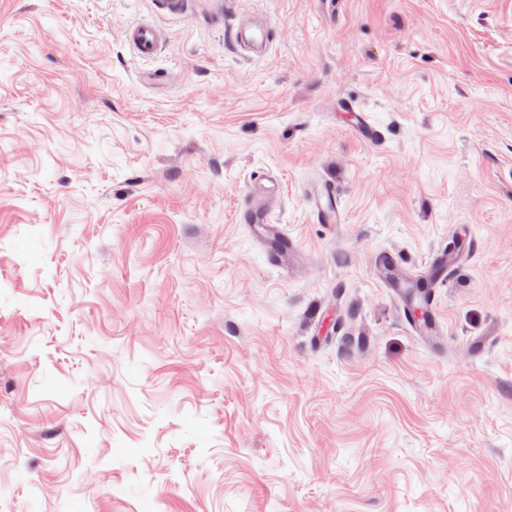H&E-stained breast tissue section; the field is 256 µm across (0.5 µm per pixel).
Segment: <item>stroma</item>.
Wrapping results in <instances>:
<instances>
[{
  "label": "stroma",
  "instance_id": "35a3bbf8",
  "mask_svg": "<svg viewBox=\"0 0 512 512\" xmlns=\"http://www.w3.org/2000/svg\"><path fill=\"white\" fill-rule=\"evenodd\" d=\"M215 11L0 0V512H512V0ZM459 224L426 344L376 258ZM124 39L136 56L142 59H150L157 54L159 34L149 24L140 23L128 27L124 31ZM268 32L269 27L266 23L256 26L248 35L246 29L238 26L234 32V37L243 50L249 51L252 46L256 50L261 51L266 47ZM346 125L361 138L374 141L378 138V131L372 126L368 116L364 112H358L348 103L347 109L341 113ZM281 191L277 181L253 179L247 186L245 200L240 211L243 224H251L254 234L261 240H272L276 249L288 248L286 238L276 224L269 220V210ZM327 197V203H322V197ZM328 197H330V191L327 187H324L320 192H317L314 205L312 206L313 214L316 216L318 221L324 224H339L342 222V214L336 205L329 203Z\"/></svg>",
  "mask_w": 512,
  "mask_h": 512
}]
</instances>
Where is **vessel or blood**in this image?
<instances>
[{"instance_id": "obj_1", "label": "vessel or blood", "mask_w": 512, "mask_h": 512, "mask_svg": "<svg viewBox=\"0 0 512 512\" xmlns=\"http://www.w3.org/2000/svg\"><path fill=\"white\" fill-rule=\"evenodd\" d=\"M268 25L256 26L253 30L237 28L234 37L243 50L265 49L268 41ZM124 39L136 56L143 59L153 58L159 47V34L148 24L140 23L128 27ZM342 116L346 125L361 138L374 141L378 138L377 130L372 126L368 116L354 108L344 109ZM281 187L278 182L267 179H253L246 191L245 200L240 211L242 223L251 226L254 234L263 240L274 241L276 248L288 245L287 238L277 225L271 224L269 210L274 199L279 196ZM470 234L467 225H459L451 248H440L433 252L423 271L427 283L416 295H409L403 284H396L394 292L403 300L404 312L412 330L423 341H430L438 328L436 290L443 286L452 266V251L462 248L464 240Z\"/></svg>"}]
</instances>
